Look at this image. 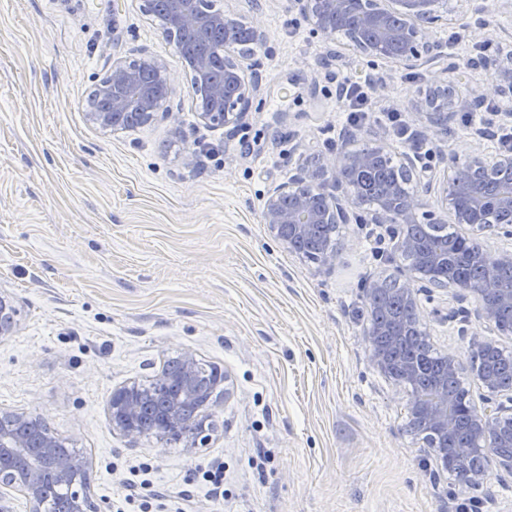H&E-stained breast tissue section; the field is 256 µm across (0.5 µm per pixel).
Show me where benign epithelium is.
I'll return each instance as SVG.
<instances>
[{"label":"benign epithelium","instance_id":"benign-epithelium-1","mask_svg":"<svg viewBox=\"0 0 512 512\" xmlns=\"http://www.w3.org/2000/svg\"><path fill=\"white\" fill-rule=\"evenodd\" d=\"M163 26L165 37H178L183 33L205 38L214 31L227 33L238 24L235 17L224 13L212 0H165ZM300 14L311 24V33L334 56L338 32L348 30L346 21L356 17V29L352 41L372 65L411 68L422 56L441 57V46L433 38L434 25L447 21L454 15L467 19L462 25L466 32H483V41L494 39L489 25L483 21L484 0H294ZM224 57V78H211L210 59L206 56L181 58L184 68L191 74V91L195 98L208 101V109L199 113L202 122L213 126L237 127L248 117L252 106L251 93L259 83L252 67L253 82L245 80L242 58L244 53L236 44L217 46ZM487 82L473 81L455 62H448L443 74L455 75V80H443L439 87L448 88L451 95L434 108L430 102H417L415 109L426 110L429 131L435 132L448 124L453 113L479 107L490 97L512 95V55H490L483 64ZM148 73L165 94H170V73L167 64L144 54L126 61L112 62L108 76L97 86V96L107 102V107L87 113L89 121L104 130H128L166 121L174 127L178 136H184L178 113L168 105L157 101L151 89L140 78ZM384 154L380 147L366 146L345 149L337 158L326 162L315 157L310 164L299 169L289 182L273 188L267 195L262 220L270 235L289 253L301 259L309 255L297 248L304 237L315 233L321 224H346L349 209L362 205L363 197L353 182L355 172ZM503 171L512 172V150L487 155L481 144L466 155L465 163L450 156L439 180L436 193L444 213L452 223L470 228L471 232L483 233L489 228L503 230L512 237V187L501 191L497 201L498 215L488 223H473L472 215L481 207L478 199L468 205L459 203V197L467 181L480 173L487 180L495 179ZM344 188L339 198L329 188ZM425 202L419 195L402 192L399 183L390 187L387 197L371 211L373 224H394L399 232L394 235L396 250L417 259L414 280L402 284L397 294L409 309L407 323L421 330L419 289L415 284L439 281L437 269H449L448 253L439 248H425L408 232V228L424 217L430 224L442 220L435 212L424 211ZM512 264V254H498L494 264L486 267L483 278L477 283L462 286V291L478 301V318L488 323L498 334L511 336L512 331L499 329L497 304L512 305V287H504L497 276L498 267ZM19 309L15 299L0 294V341L14 335L19 327ZM388 334L395 338L403 332L398 327L385 330L380 324H369L364 331L370 343V363L387 375L401 374L406 380L414 375L412 367L395 370L387 351L377 337ZM177 370L173 373L159 371L153 380L168 387L169 395L162 405L148 408L144 398V386L131 382L112 391L109 413L113 427L131 442L142 437L138 427L147 416L156 424L155 438L159 441L184 442L189 450L204 448L210 439L213 425L211 409L218 405L223 377L217 373L210 377L207 391H202L200 376L203 372L196 353L185 350L177 357ZM456 401L448 396L445 386L433 388L432 394L421 399L407 401L409 418L419 417L435 433L449 434L456 425L454 411ZM470 425L492 448L501 441H512V407L486 400L481 410H473ZM62 442L47 426L39 414L17 411H0V500L11 493L20 495L26 512H46L47 495L44 485V469L50 467L55 478L69 489L66 512H102L100 504H110L102 497L95 502L88 493L87 471L91 462L76 460L59 453ZM474 449L463 446L455 449L457 467L450 471L457 485L467 486L484 478V470L463 466Z\"/></svg>","mask_w":512,"mask_h":512}]
</instances>
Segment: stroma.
Returning a JSON list of instances; mask_svg holds the SVG:
<instances>
[{
    "instance_id": "obj_1",
    "label": "stroma",
    "mask_w": 512,
    "mask_h": 512,
    "mask_svg": "<svg viewBox=\"0 0 512 512\" xmlns=\"http://www.w3.org/2000/svg\"><path fill=\"white\" fill-rule=\"evenodd\" d=\"M143 0H0V292L21 311L0 342V409L43 415L91 458L95 496H111L138 462L153 463L151 499L173 486L194 493L192 512H512V472L489 460V477L461 487L407 429V385L369 362L366 285L412 271L388 225L350 210L336 232V264L288 253L262 222L272 188L309 151L408 149L386 129H340L336 81L370 75L380 103L425 134L413 108L441 63L372 68L344 49L328 57L289 0H218L257 26L261 84L245 125L203 124L178 53ZM149 54L170 68L169 123L109 132L87 118L89 92L115 59ZM472 128L453 115L427 136L429 176L448 154L465 155ZM422 328L454 354L475 406L489 392L464 363L494 337L473 296L424 286ZM226 375L207 447L113 431V389L143 381L183 350ZM223 462L228 496L210 501L189 459Z\"/></svg>"
}]
</instances>
